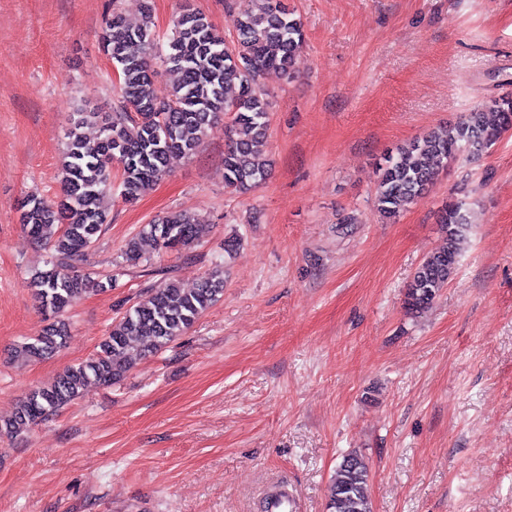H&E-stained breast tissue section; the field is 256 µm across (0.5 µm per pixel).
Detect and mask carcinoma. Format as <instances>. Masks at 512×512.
Listing matches in <instances>:
<instances>
[{
  "instance_id": "cac0c4a2",
  "label": "carcinoma",
  "mask_w": 512,
  "mask_h": 512,
  "mask_svg": "<svg viewBox=\"0 0 512 512\" xmlns=\"http://www.w3.org/2000/svg\"><path fill=\"white\" fill-rule=\"evenodd\" d=\"M232 17L236 44L229 47L201 12L189 8L173 21V35L164 53H158L160 35L151 12L133 23L114 12L102 32V44L117 71L121 98L119 115L75 113L68 134L61 193L65 203L53 204L38 195L22 204V223L30 238L49 246L48 269L30 281L41 307L65 312L83 296L113 287L76 270L75 262L97 241L107 224L103 198L117 192L133 202L141 189L165 173L172 154L192 155L206 128L222 116L231 119V136L224 148V185L243 192L268 176L272 162L261 156L266 137L270 101L257 83L266 70L295 73L304 33L280 0H244ZM138 50L133 51L131 47ZM178 74L170 97L153 93V60ZM238 85V93L226 89ZM100 121V133L85 139L80 129ZM512 129V93L466 113L448 128H434L400 147L385 159L374 204L385 219H394L421 199L438 176V162L462 152L482 154ZM120 171L112 177V169ZM446 243L432 251L415 270L406 289L409 313L429 308L456 270L461 242L470 222L459 203H450L439 215ZM200 225L183 213H171L145 225L128 240L123 262L137 266L143 260L139 241L146 238L159 252L179 250L199 238ZM224 293V270L215 265L197 288L185 291L168 281L147 291L100 342L96 354L67 367L56 380L31 390L14 415L0 423V433L18 435L57 414L80 398L92 383L111 385L121 380L141 359L157 354L183 335ZM67 336L48 327L19 345L21 362L45 358L61 348ZM369 464L351 451L342 457L332 475L327 512H373L369 493Z\"/></svg>"
}]
</instances>
